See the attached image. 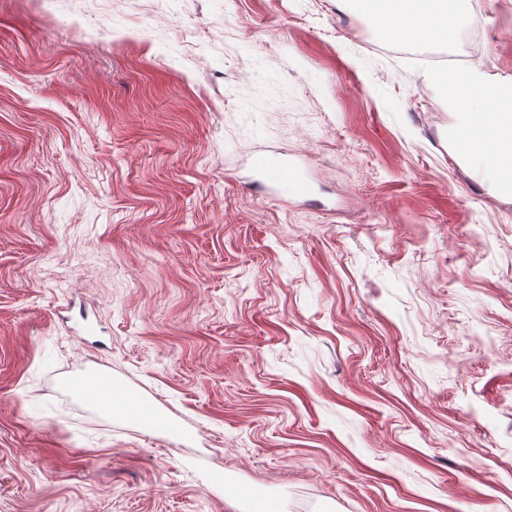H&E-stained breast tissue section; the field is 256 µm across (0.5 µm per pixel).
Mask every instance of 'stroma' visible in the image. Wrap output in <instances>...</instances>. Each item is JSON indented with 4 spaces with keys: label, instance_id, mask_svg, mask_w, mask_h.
<instances>
[{
    "label": "stroma",
    "instance_id": "obj_1",
    "mask_svg": "<svg viewBox=\"0 0 512 512\" xmlns=\"http://www.w3.org/2000/svg\"><path fill=\"white\" fill-rule=\"evenodd\" d=\"M462 29L448 63L354 0H0V512H512V196L440 88L512 80V0ZM254 167L261 184L282 199L299 197L307 193V185L300 172L286 162L267 155L255 158Z\"/></svg>",
    "mask_w": 512,
    "mask_h": 512
}]
</instances>
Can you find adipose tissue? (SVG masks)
I'll return each mask as SVG.
<instances>
[{
  "label": "adipose tissue",
  "mask_w": 512,
  "mask_h": 512,
  "mask_svg": "<svg viewBox=\"0 0 512 512\" xmlns=\"http://www.w3.org/2000/svg\"><path fill=\"white\" fill-rule=\"evenodd\" d=\"M463 0H357L379 35L393 43H450L460 28ZM452 93H465L455 106L458 126L468 135L469 157L490 176L495 189L512 195V81L493 82L478 69L443 79Z\"/></svg>",
  "instance_id": "obj_1"
}]
</instances>
